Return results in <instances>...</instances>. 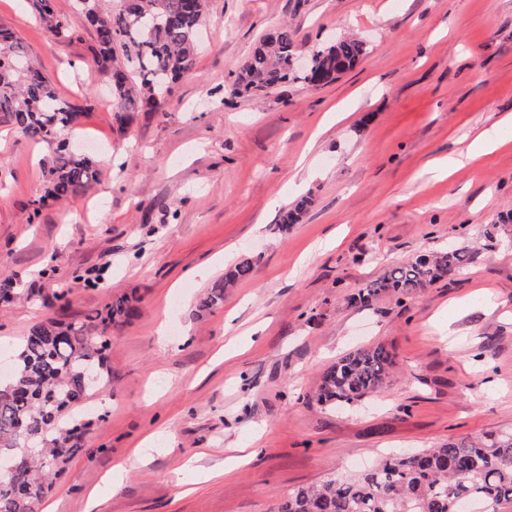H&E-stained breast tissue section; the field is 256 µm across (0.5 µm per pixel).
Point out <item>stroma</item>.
<instances>
[{
    "instance_id": "35a3bbf8",
    "label": "stroma",
    "mask_w": 512,
    "mask_h": 512,
    "mask_svg": "<svg viewBox=\"0 0 512 512\" xmlns=\"http://www.w3.org/2000/svg\"><path fill=\"white\" fill-rule=\"evenodd\" d=\"M50 39L24 0L11 27L67 100L102 163L86 195L33 202L50 151L0 128V379L30 328L76 322L136 292L115 331L98 415L46 497L54 512H273L294 490L388 454L512 431V0H209L193 69L162 109L119 126L91 66L92 33ZM299 53L338 36L367 54L336 82L256 97L231 84L272 26ZM500 146L439 174L487 129ZM310 203L299 223L278 215ZM501 225L487 246L486 225ZM455 244L460 273L398 299L353 295L396 264ZM253 275L203 309L241 257ZM390 384L348 409L307 399L362 346ZM125 464L120 479L112 468ZM261 255L251 254L250 256L240 260L233 267H230L224 276L215 280L203 295L200 301L201 308H213L223 304L224 290L229 288L239 280L246 279L251 276L257 265L260 264Z\"/></svg>"
}]
</instances>
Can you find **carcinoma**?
<instances>
[{"label": "carcinoma", "mask_w": 512, "mask_h": 512, "mask_svg": "<svg viewBox=\"0 0 512 512\" xmlns=\"http://www.w3.org/2000/svg\"><path fill=\"white\" fill-rule=\"evenodd\" d=\"M74 0V10L94 31L92 62L108 83L113 119L123 127L134 112H156L172 83L189 73L196 59L197 32L207 0ZM48 37L71 42L75 31L54 0H26ZM367 53V43L342 37L314 48L309 66H294L295 40L277 25L242 65L233 93H268L287 82L336 81ZM90 110L86 102L60 97L50 76L28 57L16 33L0 25V126L53 147L43 170L44 194L33 216L49 199L75 198L97 182L99 163L69 143ZM307 201L281 212L280 224L300 221ZM261 255L229 268L203 295L204 309L223 304L224 290L251 276ZM468 248L422 255L370 282L352 300L367 303L390 293L409 297L468 267ZM132 293L112 296L101 311L62 323L48 318L32 326L16 351V369L0 383V452L13 458L12 473H0V512H38L52 479L84 449L88 425L66 419L98 382L112 331L138 313ZM395 361L382 344L356 348L330 365L307 394L325 406H347L378 393L389 383ZM485 500L491 512H512V432H489L481 439H450L418 455L392 456L371 470L328 478L299 488L275 512H459L464 500Z\"/></svg>", "instance_id": "carcinoma-1"}]
</instances>
